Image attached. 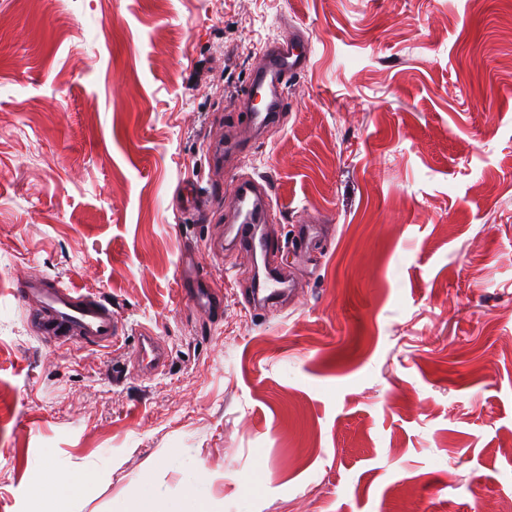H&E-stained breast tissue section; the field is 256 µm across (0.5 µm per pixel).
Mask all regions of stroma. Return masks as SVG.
<instances>
[{"label":"stroma","mask_w":512,"mask_h":512,"mask_svg":"<svg viewBox=\"0 0 512 512\" xmlns=\"http://www.w3.org/2000/svg\"><path fill=\"white\" fill-rule=\"evenodd\" d=\"M291 28L310 61L259 137L240 94ZM241 175L271 186L273 310L248 309L252 260L223 247L215 200ZM187 250L224 288L213 319L177 286ZM30 274L110 302L121 342L39 335ZM146 331L169 350L149 376L127 359ZM0 390V512L49 456L100 474L72 512L145 474L180 496L172 448L216 512H495L512 0H0Z\"/></svg>","instance_id":"obj_1"}]
</instances>
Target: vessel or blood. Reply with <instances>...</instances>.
<instances>
[{
    "mask_svg": "<svg viewBox=\"0 0 512 512\" xmlns=\"http://www.w3.org/2000/svg\"><path fill=\"white\" fill-rule=\"evenodd\" d=\"M310 53V47L292 34L260 49L252 79L241 94L243 103L251 108L253 125L279 123L288 105L285 94L288 82L306 68ZM230 186L235 197L234 210L242 215L240 221L227 227L235 248L254 256L269 254L274 237L269 229L273 206L268 185L251 178H239L231 181ZM179 286L191 298L194 307L205 313L217 312L223 304L222 295L197 276L194 257H186ZM282 294L276 273L269 270L262 283L253 289L252 298L271 307L280 301ZM17 297L22 303L34 302L40 306L42 335L61 342H83L100 347L116 345L120 338L122 324L113 314L111 305L59 281L27 277L18 286ZM134 358L143 369L159 372L166 366L168 349L158 337L145 333L139 338Z\"/></svg>",
    "mask_w": 512,
    "mask_h": 512,
    "instance_id": "1",
    "label": "vessel or blood"
}]
</instances>
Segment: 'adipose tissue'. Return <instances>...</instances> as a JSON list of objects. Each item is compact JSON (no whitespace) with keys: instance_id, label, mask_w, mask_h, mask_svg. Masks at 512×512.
Listing matches in <instances>:
<instances>
[{"instance_id":"adipose-tissue-1","label":"adipose tissue","mask_w":512,"mask_h":512,"mask_svg":"<svg viewBox=\"0 0 512 512\" xmlns=\"http://www.w3.org/2000/svg\"><path fill=\"white\" fill-rule=\"evenodd\" d=\"M165 462L180 472L182 496L169 497L152 480L143 478L135 498L116 506L113 512H213L210 487L200 475L201 463L180 448L170 449ZM98 478L96 471L77 470L47 459L36 467L26 487L28 512H68L66 498L83 493Z\"/></svg>"}]
</instances>
